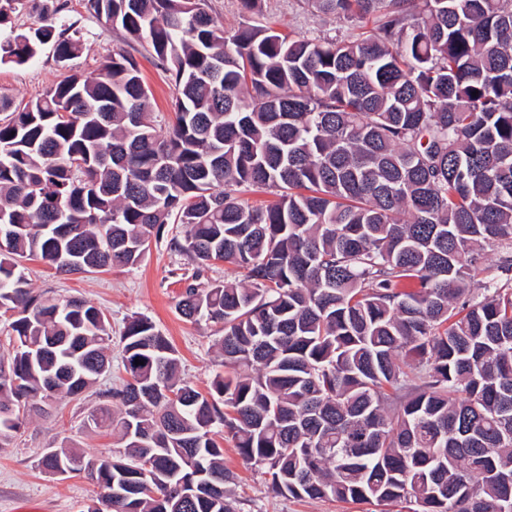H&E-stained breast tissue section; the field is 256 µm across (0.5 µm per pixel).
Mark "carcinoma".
Segmentation results:
<instances>
[{
  "instance_id": "obj_1",
  "label": "carcinoma",
  "mask_w": 512,
  "mask_h": 512,
  "mask_svg": "<svg viewBox=\"0 0 512 512\" xmlns=\"http://www.w3.org/2000/svg\"><path fill=\"white\" fill-rule=\"evenodd\" d=\"M25 2L0 0V26ZM84 2L150 48L175 120L122 51L0 100V440L110 366L104 311L41 299L24 262L133 266L172 224L192 266L177 311L223 325L226 371L197 390L156 324L128 320L119 411L91 415L119 449L40 458L87 472V512H232L227 436L278 495L512 512V0H304L372 20L353 40L281 34L259 0L233 31L208 0ZM48 44L63 65L84 50L46 15L0 39V64ZM253 188L277 200L240 202ZM217 262L243 278L200 281Z\"/></svg>"
}]
</instances>
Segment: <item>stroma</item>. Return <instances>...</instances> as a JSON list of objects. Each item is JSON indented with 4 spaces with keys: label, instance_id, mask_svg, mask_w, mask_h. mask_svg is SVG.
Instances as JSON below:
<instances>
[{
    "label": "stroma",
    "instance_id": "1",
    "mask_svg": "<svg viewBox=\"0 0 512 512\" xmlns=\"http://www.w3.org/2000/svg\"><path fill=\"white\" fill-rule=\"evenodd\" d=\"M262 13L281 30L296 36H347L355 31L354 26L335 16L307 10L302 0H262ZM57 18L75 23L85 40V52L65 69L55 61L49 46L27 64L0 65V98L25 104L67 71L95 75L104 57L122 51L139 63L156 115L166 122L174 121L170 76L150 60L140 44L127 41L121 31L90 14L83 0H67ZM185 266V257L171 250L164 238L151 240L142 260L132 268L58 275L38 261H28L35 294L55 299L78 296L105 312L112 325V367L92 389L57 400L47 413H30L21 429L0 444V512H20L24 507L31 512H86L96 491L87 474L59 477L43 471L38 461L45 449L63 445L80 448L90 457L111 454V430L91 427L88 420L98 408L109 406L105 390L121 387L127 379L120 336L131 316L149 317L177 349L183 380L199 391L208 390L221 371L214 343L223 331L221 324H192L178 314L176 304L186 286L182 278ZM224 465L235 476L229 487L233 512H379L377 506L365 503L275 495L265 474L246 465L229 440L224 443Z\"/></svg>",
    "mask_w": 512,
    "mask_h": 512
}]
</instances>
